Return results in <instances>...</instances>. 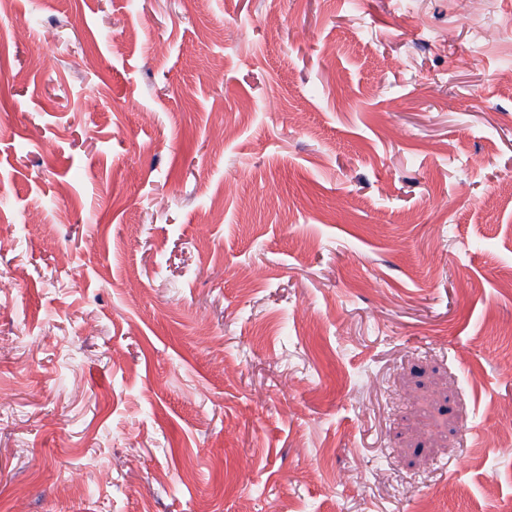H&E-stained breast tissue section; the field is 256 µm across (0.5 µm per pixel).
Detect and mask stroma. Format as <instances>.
<instances>
[{"label":"stroma","instance_id":"stroma-1","mask_svg":"<svg viewBox=\"0 0 512 512\" xmlns=\"http://www.w3.org/2000/svg\"><path fill=\"white\" fill-rule=\"evenodd\" d=\"M0 274V512H505L512 0H8Z\"/></svg>","mask_w":512,"mask_h":512}]
</instances>
